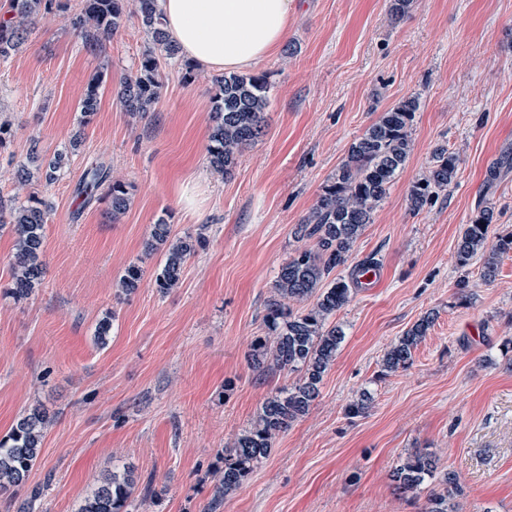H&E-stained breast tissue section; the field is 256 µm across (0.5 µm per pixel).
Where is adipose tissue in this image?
Instances as JSON below:
<instances>
[{"label": "adipose tissue", "mask_w": 512, "mask_h": 512, "mask_svg": "<svg viewBox=\"0 0 512 512\" xmlns=\"http://www.w3.org/2000/svg\"><path fill=\"white\" fill-rule=\"evenodd\" d=\"M167 29L192 62L234 72L272 54L288 31L295 0H158Z\"/></svg>", "instance_id": "ef3b65f1"}]
</instances>
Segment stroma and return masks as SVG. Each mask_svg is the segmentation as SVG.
<instances>
[{
    "label": "stroma",
    "instance_id": "obj_1",
    "mask_svg": "<svg viewBox=\"0 0 512 512\" xmlns=\"http://www.w3.org/2000/svg\"><path fill=\"white\" fill-rule=\"evenodd\" d=\"M146 42L131 16L92 54L58 20L0 61V122L12 131L0 197L14 195L30 149L49 159L83 134L64 178L37 175L27 187L50 217L44 282L20 302L4 293L14 235L0 230V438L34 406L50 416L37 464L0 512H16L35 487L34 512H75L118 464L134 470L132 512H423L426 493L398 496L391 481L417 450L456 474L460 512H512V256L491 282L481 260L464 270L454 260L478 201L495 209L493 233L512 232V168L485 184L512 153V0H414L397 21L388 0H299L282 45L254 68L271 82L265 132L228 176L206 150L212 71L187 83L179 63L167 64L153 112L124 111L117 92ZM99 71V108L82 128L79 103ZM410 97L412 152L337 269L372 259L377 282L333 316L345 338L309 414L212 507L225 446L297 379L248 361L279 268L302 245L294 231L352 142ZM438 145L456 153V178L412 211L410 189ZM99 162L131 187L116 220L75 191ZM161 217L205 246L169 292L147 279L121 293L130 262H160L144 245ZM429 312L410 365L383 373L385 351ZM108 314L100 345L94 329ZM364 391L366 413L347 415Z\"/></svg>",
    "mask_w": 512,
    "mask_h": 512
}]
</instances>
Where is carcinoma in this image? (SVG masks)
<instances>
[{
	"instance_id": "carcinoma-1",
	"label": "carcinoma",
	"mask_w": 512,
	"mask_h": 512,
	"mask_svg": "<svg viewBox=\"0 0 512 512\" xmlns=\"http://www.w3.org/2000/svg\"><path fill=\"white\" fill-rule=\"evenodd\" d=\"M71 11L70 0H9V10L0 19V59L18 51L40 20L62 18L69 32L83 48L96 52L124 26L129 11H134L144 29L148 45L139 57L135 71L121 84L119 101L125 111L144 119L152 111L162 84L160 59L171 60L179 47L167 31L157 0H80ZM104 74L92 76L79 104V126L90 124L98 110ZM212 126L208 135L211 167L230 175L239 156L263 134L265 111L271 83L265 74L230 73L214 78ZM418 101L406 99L383 112L350 146L347 159L322 187L315 204L298 225L296 235L313 244L295 251L280 267L273 284V297L267 301L263 321L267 335L251 343V360L256 370L285 371L298 374L295 383L275 390L261 404L254 421L241 430L224 450V472L217 486V498L242 489L250 474L266 459L276 437L292 422L307 414L319 394L324 374L336 359L344 340L341 327L329 323L336 311L346 306L368 264L352 269L349 277L329 279L338 266L345 265L365 225L384 201L392 183L405 167L412 150L411 128ZM68 154L60 152L46 163L36 152L17 164L15 177L24 186L41 172L46 184L64 176ZM458 157L443 145L436 146L426 174L409 193L410 207L420 211L431 204L438 192L448 188L457 174ZM76 192L83 203L105 202L112 219L122 215L130 204L128 186L111 177L104 165L86 169ZM47 204L30 197L25 201H0V230L11 227L15 248L10 259L11 282L7 293L16 300L29 298L45 274V226ZM496 221L494 209L477 205L464 228L455 253L456 266L465 269L479 257L483 260L481 277L495 279L500 260L512 253V234L490 236ZM201 234L187 232L171 237V228L161 218L151 225L146 252L162 253L154 273V286L161 293L178 286L184 266L203 243ZM146 270L133 262L119 279L127 294L140 287ZM315 298L311 308L296 310L293 305ZM433 322L428 313L417 321L382 358L383 371L406 368L418 343ZM49 425L46 412L34 407L21 414L8 436L0 439V496L13 498L14 488L25 483L38 460L44 433ZM436 463L427 452L408 455L395 469L397 489L402 494L429 488L424 512H458L456 498L461 489L456 475L446 473L435 486ZM135 479L127 466H117L103 476L79 505L77 512H129Z\"/></svg>"
}]
</instances>
